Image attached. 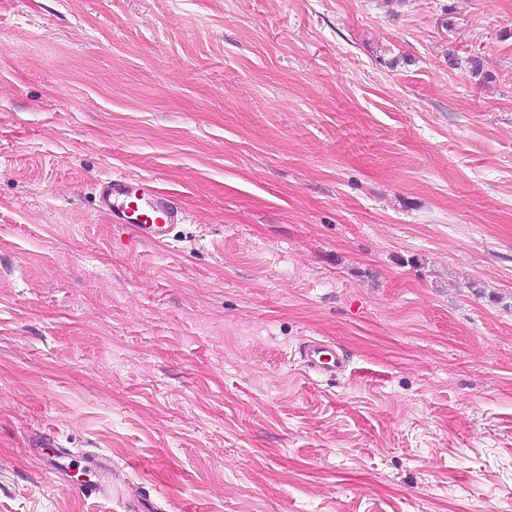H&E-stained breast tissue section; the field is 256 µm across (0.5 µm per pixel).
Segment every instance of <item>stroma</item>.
I'll use <instances>...</instances> for the list:
<instances>
[{"mask_svg":"<svg viewBox=\"0 0 512 512\" xmlns=\"http://www.w3.org/2000/svg\"><path fill=\"white\" fill-rule=\"evenodd\" d=\"M0 512H512V0H0ZM101 209L116 224H125L140 243L160 245L171 239L184 213L148 181L112 176L101 184ZM304 367L320 374H333L343 371L345 359L332 346L320 340H308L299 347Z\"/></svg>","mask_w":512,"mask_h":512,"instance_id":"obj_1","label":"stroma"}]
</instances>
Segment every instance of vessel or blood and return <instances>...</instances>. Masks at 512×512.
Returning a JSON list of instances; mask_svg holds the SVG:
<instances>
[{"mask_svg": "<svg viewBox=\"0 0 512 512\" xmlns=\"http://www.w3.org/2000/svg\"><path fill=\"white\" fill-rule=\"evenodd\" d=\"M101 209L115 223L126 225L132 236L144 244L160 245L171 238L184 214L166 195L154 190L146 180L113 176L101 185ZM305 368L320 374L343 371L345 359L335 346L309 340L299 348Z\"/></svg>", "mask_w": 512, "mask_h": 512, "instance_id": "obj_1", "label": "vessel or blood"}]
</instances>
